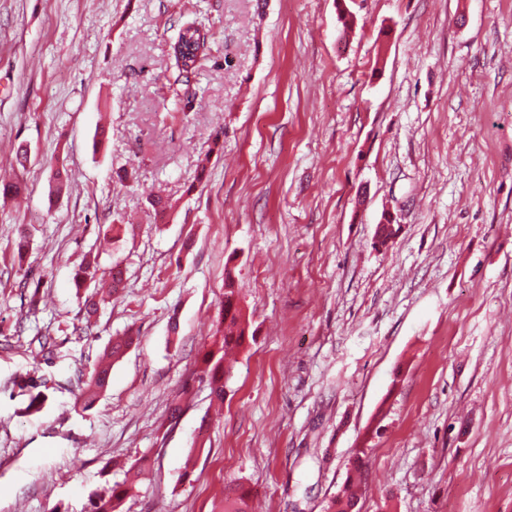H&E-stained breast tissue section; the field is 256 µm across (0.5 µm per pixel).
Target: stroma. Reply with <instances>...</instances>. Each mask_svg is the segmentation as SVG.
Masks as SVG:
<instances>
[{
    "label": "stroma",
    "instance_id": "stroma-1",
    "mask_svg": "<svg viewBox=\"0 0 512 512\" xmlns=\"http://www.w3.org/2000/svg\"><path fill=\"white\" fill-rule=\"evenodd\" d=\"M338 1L0 0V171L27 185L0 196V512H85L139 462L124 512H220L233 483L328 512L355 448L360 512H512V0H342L348 33ZM116 262L86 316L76 273ZM229 274L251 337L219 406L196 373ZM207 44V34L195 22L186 23L179 28L178 34L171 43L172 55L176 65V77L173 90L179 97L181 91L187 94L189 74H194L200 66ZM175 86V87H174ZM182 86H186L185 89ZM133 339H119L106 348L103 357L105 362L98 367L93 375L82 381L83 386L77 399V406L82 410L91 408L97 399L107 390L112 362L119 359L124 351L132 344Z\"/></svg>",
    "mask_w": 512,
    "mask_h": 512
}]
</instances>
